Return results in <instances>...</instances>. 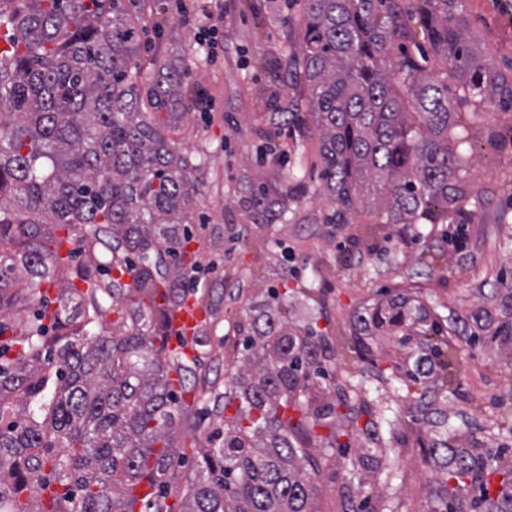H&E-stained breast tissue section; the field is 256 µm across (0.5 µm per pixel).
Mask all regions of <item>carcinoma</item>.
I'll return each instance as SVG.
<instances>
[{"label":"carcinoma","mask_w":512,"mask_h":512,"mask_svg":"<svg viewBox=\"0 0 512 512\" xmlns=\"http://www.w3.org/2000/svg\"><path fill=\"white\" fill-rule=\"evenodd\" d=\"M470 23L460 0H305L294 62L336 204L326 223L378 209L388 224H451L464 201L489 194L471 193L461 175L468 136L453 131H468L466 111L512 109V71L489 62ZM0 26L9 46L0 51V314L70 271L60 230L132 269L156 252L128 291L94 281L109 266L81 271L86 292L57 297L52 311L37 305L0 344V512H317L311 432L328 428V450L338 407L356 417L323 387L333 348L311 325L288 329L277 291L241 343L240 363L255 376L236 375L224 392V407L235 406L224 440L205 450L194 478L174 484L182 456L170 432L196 361L161 356L155 339L183 290L198 182L143 112L141 41L123 0H0ZM245 207L255 224L288 214L265 182ZM160 286L162 305L152 303ZM116 310L129 314L126 333L105 330ZM410 318L421 321L395 300L371 315L396 327ZM20 326L0 318V336ZM440 451L447 512H463L457 489L480 478L484 460ZM144 477L154 491L139 504L129 489Z\"/></svg>","instance_id":"obj_1"}]
</instances>
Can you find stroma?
Here are the masks:
<instances>
[{"label":"stroma","mask_w":512,"mask_h":512,"mask_svg":"<svg viewBox=\"0 0 512 512\" xmlns=\"http://www.w3.org/2000/svg\"><path fill=\"white\" fill-rule=\"evenodd\" d=\"M224 56L210 63L196 42L198 15L184 18L178 0H135L139 93L151 101L150 119L193 164L199 192L189 204L194 263L187 276L204 312L196 348L197 378L184 401L175 444L192 457L224 434L214 407L232 375L227 350L242 341L267 303L269 289L288 292L291 325L316 326L335 349L329 362L331 396L372 417L381 429L362 428L347 448L321 453L327 428L315 430L318 512H446L440 488L448 472L435 465L441 443L485 449L484 475L492 500L512 503V484L500 469L512 464V341L496 337L512 321V142L491 148L472 133L466 179L491 189L484 202L465 203L467 252L447 241L455 225L329 224L335 204L321 178L318 135L308 124L305 87L290 62L303 33L302 0H220ZM476 38L500 68L512 65V0H462ZM172 78L178 97L156 102V81ZM207 98L214 109L200 111ZM297 105L288 121L280 108ZM302 182L292 220L252 223L240 206L251 185ZM409 297L438 330L399 346L397 333L364 331L357 314L390 299ZM371 449L367 471L353 476L350 459Z\"/></svg>","instance_id":"35a3bbf8"}]
</instances>
